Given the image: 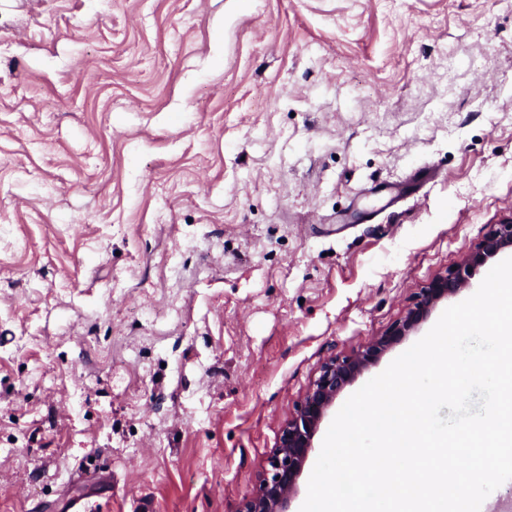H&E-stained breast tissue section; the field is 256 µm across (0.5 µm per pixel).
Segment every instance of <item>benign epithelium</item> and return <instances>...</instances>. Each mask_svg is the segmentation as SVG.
I'll use <instances>...</instances> for the list:
<instances>
[{
  "label": "benign epithelium",
  "mask_w": 512,
  "mask_h": 512,
  "mask_svg": "<svg viewBox=\"0 0 512 512\" xmlns=\"http://www.w3.org/2000/svg\"><path fill=\"white\" fill-rule=\"evenodd\" d=\"M511 249L512 217L496 225L456 269L435 277L421 289L406 315L384 334L345 356L327 360L301 400L296 415L283 429L277 447L267 460L268 468L242 512H289L290 503L298 494L303 467L313 449V438L340 393L407 336L442 300L467 288L473 268L486 266L500 253Z\"/></svg>",
  "instance_id": "benign-epithelium-1"
}]
</instances>
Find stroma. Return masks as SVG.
Instances as JSON below:
<instances>
[{"label": "stroma", "instance_id": "1", "mask_svg": "<svg viewBox=\"0 0 512 512\" xmlns=\"http://www.w3.org/2000/svg\"><path fill=\"white\" fill-rule=\"evenodd\" d=\"M511 214L512 0H0V512H241ZM511 249L512 214L496 224L455 270L435 277L422 288L406 315L384 334L348 355L327 360L301 400L296 415L288 420L267 460L269 468H265L263 478L241 512H290L288 508L298 494L299 479L313 449V438L340 393L407 336L442 300L468 288L474 267L486 266Z\"/></svg>", "mask_w": 512, "mask_h": 512}]
</instances>
